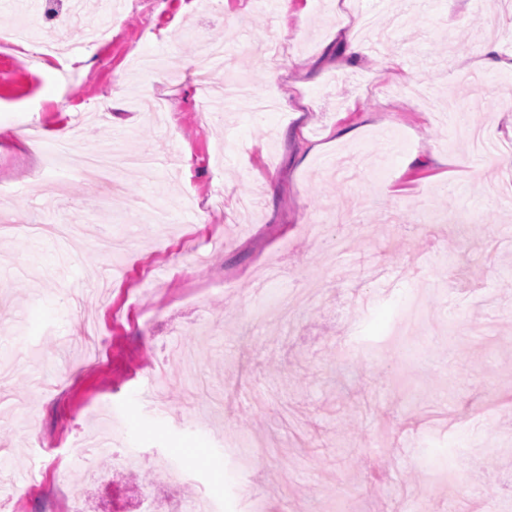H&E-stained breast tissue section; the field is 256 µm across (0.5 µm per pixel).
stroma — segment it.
<instances>
[{
	"label": "stroma",
	"mask_w": 512,
	"mask_h": 512,
	"mask_svg": "<svg viewBox=\"0 0 512 512\" xmlns=\"http://www.w3.org/2000/svg\"><path fill=\"white\" fill-rule=\"evenodd\" d=\"M71 4L0 0V32L28 15L62 46L27 71L0 55V185L30 189L0 198V390L21 404L0 414V512H67L62 482L77 512H512V194H488L490 160L480 181L458 163L472 125L512 139V71L458 72L487 42L512 57V0ZM203 39L224 47L213 94L253 84L275 108L203 116L183 65ZM386 58L426 100L387 93ZM80 115L84 151L151 158L121 193L40 166ZM36 217L88 232L56 245ZM93 326L97 354L75 341Z\"/></svg>",
	"instance_id": "35a3bbf8"
}]
</instances>
